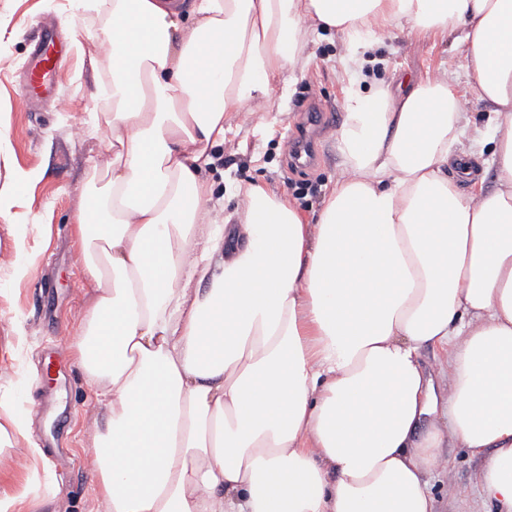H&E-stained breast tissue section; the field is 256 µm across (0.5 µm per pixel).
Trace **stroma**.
I'll use <instances>...</instances> for the list:
<instances>
[{
	"label": "stroma",
	"mask_w": 512,
	"mask_h": 512,
	"mask_svg": "<svg viewBox=\"0 0 512 512\" xmlns=\"http://www.w3.org/2000/svg\"><path fill=\"white\" fill-rule=\"evenodd\" d=\"M46 16L74 38L56 74L63 110L45 101L29 109L20 101L28 34ZM101 35L100 21L82 18L72 0H0V189L10 198L0 213V424L8 425L14 415L30 420V440L44 450L23 466L0 465V499L11 502V512H104L92 471L82 465L90 447L94 386L73 351L91 299L73 215L88 195L90 160L104 151L108 137L93 126L96 82L108 74ZM343 52L336 33H322L310 43L307 64L290 88L276 90L267 107L245 108L234 151L216 150L208 170L227 211L235 210L244 188L261 185L286 193L316 221L342 164L336 133L343 116L333 117L312 165L294 171L283 156L310 98L341 108L351 89L342 74ZM373 56L365 69L370 83L394 89L447 74L451 89L467 97L470 120L485 123L486 109L467 82L463 48L452 38L428 33L407 40L396 32ZM31 170L37 178L15 181L17 172ZM21 264L29 266L27 276H17ZM50 359L62 365V374L44 375ZM448 457V473L434 480L437 499L450 512H481L472 485L476 460L462 448L449 449ZM49 484L58 487L56 497H46Z\"/></svg>",
	"instance_id": "stroma-1"
}]
</instances>
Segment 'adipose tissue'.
<instances>
[{
    "label": "adipose tissue",
    "mask_w": 512,
    "mask_h": 512,
    "mask_svg": "<svg viewBox=\"0 0 512 512\" xmlns=\"http://www.w3.org/2000/svg\"><path fill=\"white\" fill-rule=\"evenodd\" d=\"M103 22L110 133L75 222L90 307L75 342L105 512H438L447 449L512 512V0H77ZM462 31L472 124L437 76L353 92L316 223L262 186L220 223L212 152L336 33ZM497 178L467 193L466 135ZM426 348L448 353L439 377Z\"/></svg>",
    "instance_id": "ef3b65f1"
}]
</instances>
